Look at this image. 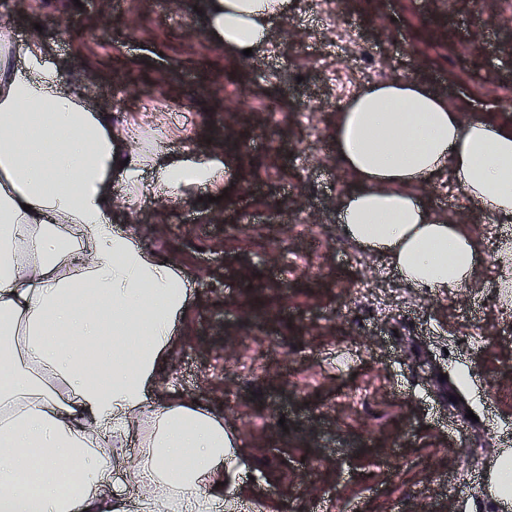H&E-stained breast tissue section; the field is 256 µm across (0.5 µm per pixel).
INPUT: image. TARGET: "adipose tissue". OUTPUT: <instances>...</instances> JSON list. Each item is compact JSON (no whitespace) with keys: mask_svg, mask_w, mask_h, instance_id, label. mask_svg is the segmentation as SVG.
Listing matches in <instances>:
<instances>
[{"mask_svg":"<svg viewBox=\"0 0 512 512\" xmlns=\"http://www.w3.org/2000/svg\"><path fill=\"white\" fill-rule=\"evenodd\" d=\"M288 0H210L205 25L240 52L268 45ZM31 38L0 61V512H126L118 448L149 428L128 467L136 512H215L238 445L214 408L157 392L192 290L183 271L112 224L122 156L105 112L63 86ZM336 153L354 177L339 201L346 236L403 283L471 287L479 253L415 193L450 170L466 199L512 218V127L463 119L412 76L369 85L336 116ZM157 182L210 183V164L156 159Z\"/></svg>","mask_w":512,"mask_h":512,"instance_id":"obj_1","label":"adipose tissue"}]
</instances>
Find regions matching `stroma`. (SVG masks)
<instances>
[{
    "label": "stroma",
    "mask_w": 512,
    "mask_h": 512,
    "mask_svg": "<svg viewBox=\"0 0 512 512\" xmlns=\"http://www.w3.org/2000/svg\"><path fill=\"white\" fill-rule=\"evenodd\" d=\"M209 0H0L12 43L41 35L124 156L225 162L213 185L136 201L112 169V221L189 272L161 391L218 408L241 442L224 512H512L491 474L512 452V289L504 224L450 171L417 190L477 243L475 285L408 288L345 238L353 185L336 115L366 85L412 75L466 117L512 124V0H288L269 47L225 50Z\"/></svg>",
    "instance_id": "1"
}]
</instances>
